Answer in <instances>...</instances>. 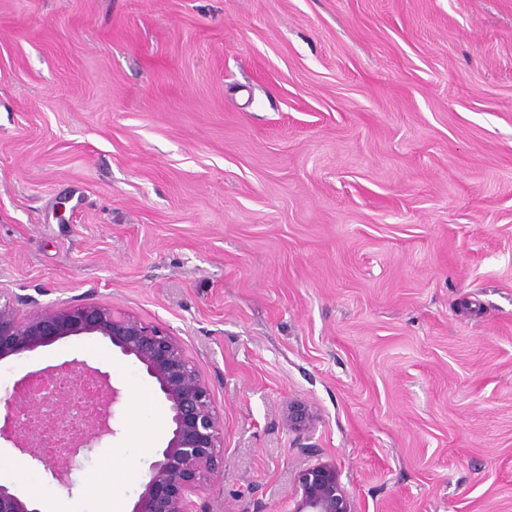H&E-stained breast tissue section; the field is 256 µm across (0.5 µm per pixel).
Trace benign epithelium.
Wrapping results in <instances>:
<instances>
[{
    "mask_svg": "<svg viewBox=\"0 0 512 512\" xmlns=\"http://www.w3.org/2000/svg\"><path fill=\"white\" fill-rule=\"evenodd\" d=\"M71 336H96L124 357L134 359L154 382L170 420V437L142 475L141 491L125 512H198L195 497L224 465V421L208 381L180 339L167 327L145 322L104 302H60L40 306L13 295L0 284V360L22 356ZM69 383L56 395V416L41 420L47 397L32 394L30 381ZM122 391L108 372L84 360L64 362L30 373L3 400L0 439L11 442L30 465L72 493L70 474L82 466L94 444L114 434L113 407ZM30 409L39 426L31 428L18 416L19 405ZM316 414L304 403L288 405L284 423L290 430L312 428ZM0 512H40L32 500L0 483ZM288 512H357L342 485L336 465L317 462L297 476Z\"/></svg>",
    "mask_w": 512,
    "mask_h": 512,
    "instance_id": "benign-epithelium-1",
    "label": "benign epithelium"
}]
</instances>
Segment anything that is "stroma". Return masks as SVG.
Listing matches in <instances>:
<instances>
[{
    "instance_id": "obj_1",
    "label": "stroma",
    "mask_w": 512,
    "mask_h": 512,
    "mask_svg": "<svg viewBox=\"0 0 512 512\" xmlns=\"http://www.w3.org/2000/svg\"><path fill=\"white\" fill-rule=\"evenodd\" d=\"M0 284L167 326L224 420L199 512H512V0H0ZM126 395L53 497L114 512L164 446ZM318 414L304 432L289 403ZM316 418L311 406L304 403H293L288 405L284 415V423L290 430H309L314 426ZM288 512H357L334 463L317 462L297 476Z\"/></svg>"
}]
</instances>
